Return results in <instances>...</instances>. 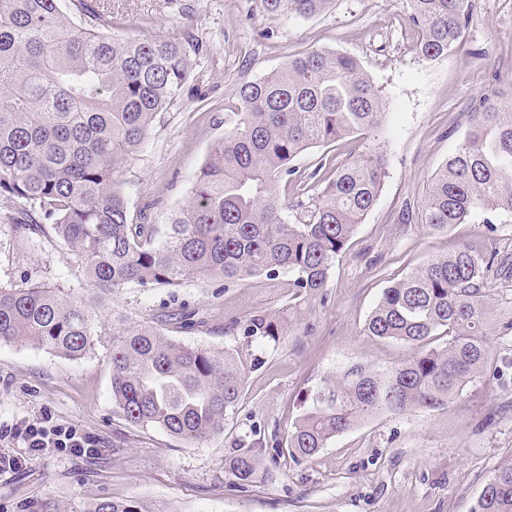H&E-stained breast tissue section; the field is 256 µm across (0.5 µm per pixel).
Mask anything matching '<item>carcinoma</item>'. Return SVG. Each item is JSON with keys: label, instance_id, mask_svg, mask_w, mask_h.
<instances>
[{"label": "carcinoma", "instance_id": "cac0c4a2", "mask_svg": "<svg viewBox=\"0 0 512 512\" xmlns=\"http://www.w3.org/2000/svg\"><path fill=\"white\" fill-rule=\"evenodd\" d=\"M0 0V202L19 206L16 236L53 234L69 248L86 282L83 294L26 281L0 286V343H25L77 360L94 346L97 311L130 284L175 287L288 274L297 296L326 287L336 259L374 207L389 174L386 151L322 159L307 175L292 166L303 151L378 131L389 101L355 57L329 49L288 56L266 76L242 84L234 125L216 140L188 205L174 211L162 242L151 224L130 219L121 173L144 148L156 115L186 83L189 59L176 40H120L97 31L111 22L91 0ZM331 0H263L268 14L311 17ZM416 50L435 60L463 39L473 0H408ZM299 201L282 216L279 183ZM512 213V92L492 76L469 129L431 180L415 216L431 232L467 221L478 209ZM498 253L462 247L433 258L382 292L366 331L414 348L382 372L334 378L311 396L293 430L274 446L298 461L365 418L439 408L480 378L503 376L490 337L512 333L496 313L487 280ZM152 324H112V404L137 427L192 443L224 432L238 406L244 367L224 349L192 347ZM248 341L276 345L279 315L233 320ZM443 338L438 347H427ZM224 461L245 489L263 467L255 430L230 440ZM24 512H151L139 499L60 505L33 498ZM471 512H512V460L499 465Z\"/></svg>", "mask_w": 512, "mask_h": 512}]
</instances>
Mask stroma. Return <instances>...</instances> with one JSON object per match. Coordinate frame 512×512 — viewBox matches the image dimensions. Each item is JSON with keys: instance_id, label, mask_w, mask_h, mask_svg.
I'll return each mask as SVG.
<instances>
[{"instance_id": "stroma-1", "label": "stroma", "mask_w": 512, "mask_h": 512, "mask_svg": "<svg viewBox=\"0 0 512 512\" xmlns=\"http://www.w3.org/2000/svg\"><path fill=\"white\" fill-rule=\"evenodd\" d=\"M107 35L127 40L184 38L189 77L179 103L160 112L143 150L122 176L134 223L163 238L170 214L192 198L213 143L236 117L241 84L277 70L288 55L328 48L357 57L390 102L376 136L303 152L310 174L322 157L345 160L383 144L389 176L381 195L329 274L322 294L297 296L287 276L214 278L145 290L129 285L100 308L92 351L72 361L25 344L0 343V425L50 412L98 441L96 455H46L0 470V512H20L33 497L60 504L107 496L138 498L156 512H471L502 462L512 458V368L478 380L438 409L379 413L293 461L263 449L264 468L247 490L224 470L229 439L260 428L285 438L303 399L324 378L366 367L385 370L413 353L407 344L368 335L365 322L384 288L428 260L470 246L512 262V213L477 211L447 232L405 221L431 179L463 140L486 79L512 84V0H474L462 43L429 60L415 49L405 0H334L320 14L268 15L262 0H108ZM0 204V284L24 279L76 285L75 258L55 236L24 248ZM279 312L288 329L273 348L225 332L234 319ZM170 316L164 334L188 345L230 350L248 367L241 400L224 432L202 443L129 424L112 405V319Z\"/></svg>"}]
</instances>
